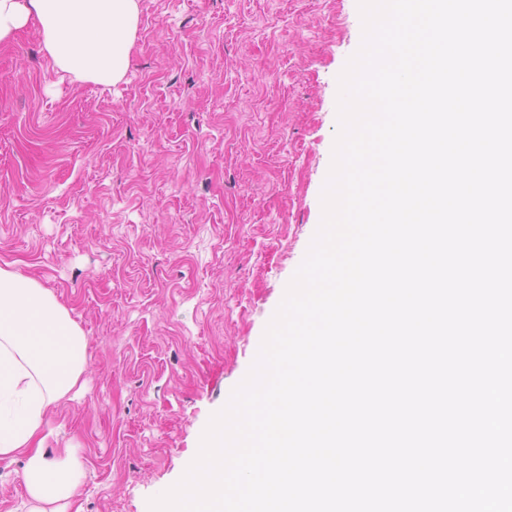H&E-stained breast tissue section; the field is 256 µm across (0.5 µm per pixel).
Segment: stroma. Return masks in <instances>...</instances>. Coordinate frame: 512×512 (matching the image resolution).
Returning a JSON list of instances; mask_svg holds the SVG:
<instances>
[{
  "mask_svg": "<svg viewBox=\"0 0 512 512\" xmlns=\"http://www.w3.org/2000/svg\"><path fill=\"white\" fill-rule=\"evenodd\" d=\"M125 78L59 71L27 26L0 43V265L87 340L47 451L66 512H149L248 374L320 226L358 0H138ZM0 460V512H28Z\"/></svg>",
  "mask_w": 512,
  "mask_h": 512,
  "instance_id": "obj_1",
  "label": "stroma"
}]
</instances>
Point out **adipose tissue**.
Segmentation results:
<instances>
[{
    "label": "adipose tissue",
    "instance_id": "ef3b65f1",
    "mask_svg": "<svg viewBox=\"0 0 512 512\" xmlns=\"http://www.w3.org/2000/svg\"><path fill=\"white\" fill-rule=\"evenodd\" d=\"M138 18V0H0V42L34 25L62 72L109 86L128 71ZM86 365L87 339L68 310L34 277L0 266V460L24 457L35 512L81 487L73 456H47L44 428Z\"/></svg>",
    "mask_w": 512,
    "mask_h": 512
}]
</instances>
